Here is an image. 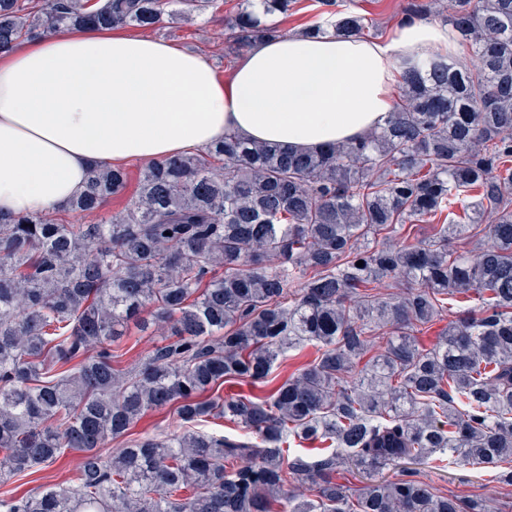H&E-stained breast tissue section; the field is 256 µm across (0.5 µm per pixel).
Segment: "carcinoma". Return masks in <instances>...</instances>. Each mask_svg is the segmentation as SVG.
Listing matches in <instances>:
<instances>
[{
  "instance_id": "cac0c4a2",
  "label": "carcinoma",
  "mask_w": 512,
  "mask_h": 512,
  "mask_svg": "<svg viewBox=\"0 0 512 512\" xmlns=\"http://www.w3.org/2000/svg\"><path fill=\"white\" fill-rule=\"evenodd\" d=\"M218 2L0 0V50ZM298 4L237 0L224 57L280 35L270 17ZM319 6L338 34L380 32L338 0ZM405 10L450 25L472 63L404 68L386 124L363 139L310 151L227 133L147 163L108 220H69L124 192L125 169L105 164L62 207L0 214V483L82 454L73 484L3 497L0 512H491L411 466L491 468L512 484V231H499L512 225V0ZM450 301L454 318L419 347ZM131 324L165 325L167 343L121 369ZM305 346L312 364L277 381L280 357ZM242 382L259 393L220 394ZM166 408L171 430L102 452ZM216 419L246 434L199 428ZM350 462L367 475L359 489L336 480Z\"/></svg>"
}]
</instances>
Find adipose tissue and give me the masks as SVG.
Wrapping results in <instances>:
<instances>
[{"label":"adipose tissue","instance_id":"1","mask_svg":"<svg viewBox=\"0 0 512 512\" xmlns=\"http://www.w3.org/2000/svg\"><path fill=\"white\" fill-rule=\"evenodd\" d=\"M456 33L403 23L385 44L334 31L247 47L230 81L197 53L109 29H65L0 50V213L79 194L91 167L154 162L234 132L317 150L384 126L404 58L455 50Z\"/></svg>","mask_w":512,"mask_h":512}]
</instances>
